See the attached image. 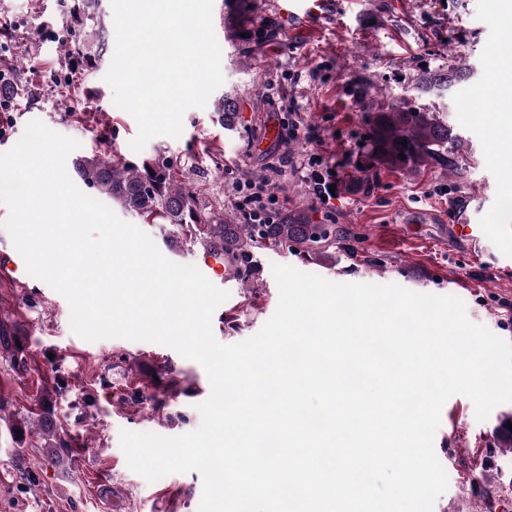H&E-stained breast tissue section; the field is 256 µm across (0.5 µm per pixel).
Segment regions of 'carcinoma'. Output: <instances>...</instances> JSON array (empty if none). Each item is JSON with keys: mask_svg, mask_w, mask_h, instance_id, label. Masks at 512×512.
I'll list each match as a JSON object with an SVG mask.
<instances>
[{"mask_svg": "<svg viewBox=\"0 0 512 512\" xmlns=\"http://www.w3.org/2000/svg\"><path fill=\"white\" fill-rule=\"evenodd\" d=\"M467 67L447 70L422 69L415 77L420 95L442 96L448 87L468 79ZM214 112L224 128L233 129L239 119V104L230 97L215 102ZM368 150L363 169L419 173L426 168L458 170L456 155L462 138L457 129L444 123L434 112L410 106H380L365 120ZM73 167L87 189L100 197L119 203L143 221L172 227L168 234L171 248L180 245L198 247L224 265L226 277L244 285L254 284L257 257L269 250H287L303 260L335 264L336 254L353 255L355 246L340 224H310L301 216L286 211L274 224H247L236 214L224 213V205L202 197L181 179V160L164 152L139 162L118 159L94 152L73 161ZM0 345L18 371L30 370L24 337L13 326L0 321ZM38 418L29 422L22 417L13 429L20 436L34 439L32 448L46 449V461L57 459V449L76 447L75 438L57 425L53 396L49 388L34 399ZM156 394L138 388L118 393V403L156 407Z\"/></svg>", "mask_w": 512, "mask_h": 512, "instance_id": "cac0c4a2", "label": "carcinoma"}]
</instances>
